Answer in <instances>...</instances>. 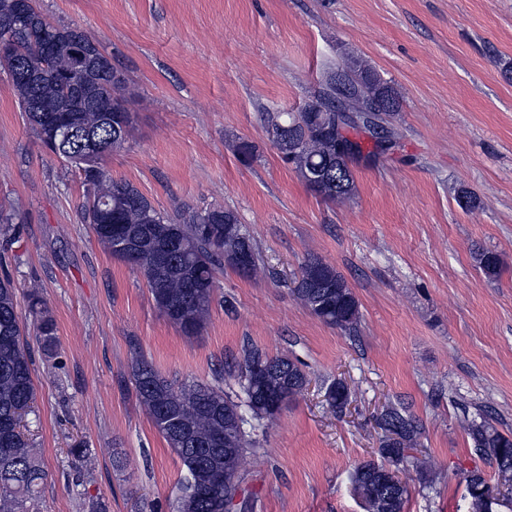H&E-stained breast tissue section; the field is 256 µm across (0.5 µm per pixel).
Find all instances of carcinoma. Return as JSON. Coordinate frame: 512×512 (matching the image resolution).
<instances>
[{"mask_svg": "<svg viewBox=\"0 0 512 512\" xmlns=\"http://www.w3.org/2000/svg\"><path fill=\"white\" fill-rule=\"evenodd\" d=\"M12 0H0V36L15 35L19 48L29 55L35 68L40 60L34 55L48 30L54 27L42 12L21 33L14 30ZM62 28L68 34L58 35L48 67L43 70L44 106L61 108L69 99L66 82L59 73L71 63L74 37L78 36L93 51L99 43L71 24ZM27 125L36 129L37 114L29 111L33 88L8 75ZM95 87L99 105L112 112H125L126 79L117 71L85 72L75 77ZM400 100L387 83L373 70L356 60H347L329 69L322 82L319 98L298 112H268L264 127L282 160L291 165L306 186L316 195L332 202L349 199L355 189L351 164L367 153L377 156L395 148L399 134L393 127L379 133L386 123L384 115L398 111ZM132 123L118 129L101 128L97 137L112 144L110 151L123 147ZM238 160L248 165L257 156L256 145L248 140L235 144ZM59 158L83 176L85 199L80 207L81 223L89 225L97 242L112 257L127 261L118 249L119 242L135 252L130 265L143 272L152 298L167 320L183 334L197 336L205 328L216 288V269L233 265L235 258L247 254L252 276L260 269L257 246L241 224L237 214L222 207L193 212L179 223L168 221L153 203L132 183L115 179L102 165L103 157L91 158L73 146H66ZM112 203V223L98 224L95 217L103 200ZM174 238L180 249L168 256L164 265L156 264L157 254L167 240ZM478 267L490 281L502 271L500 256L492 251L475 252ZM295 297L324 324L355 336L361 315L359 303L345 277L333 267L315 258L300 267L292 289ZM29 311L34 318L45 355L57 349L55 318L45 305L40 292L28 293ZM271 364L282 375L268 376L262 367ZM34 359L24 340L17 314L16 292L9 278L0 279V512H26V502L44 479L36 449L21 430L25 415L35 401ZM236 380L244 401L222 388L202 383L174 386L160 377L143 359L132 363V384L140 405L148 413L167 446L177 455L185 476L180 486L177 512H230L236 484H224V467L240 471L245 455L253 447L252 421L272 422L276 416L265 409L266 397L279 392L294 398L306 389L308 378L302 364L287 356L271 357L258 349L244 353ZM329 408L337 413L348 404L350 391L341 382L329 386ZM247 407L250 418L237 426L233 417ZM380 425L387 432L380 448L385 462L396 468L405 459L406 450L417 444L419 425L396 407L381 414ZM473 449L496 465L497 470L512 469V434L503 433L487 421L468 424ZM376 462L367 461L357 467L352 481L369 512H380L379 489L372 469ZM469 499L479 497L488 485L478 471L464 474ZM391 512H403L408 487L401 478L391 488Z\"/></svg>", "mask_w": 512, "mask_h": 512, "instance_id": "carcinoma-1", "label": "carcinoma"}]
</instances>
